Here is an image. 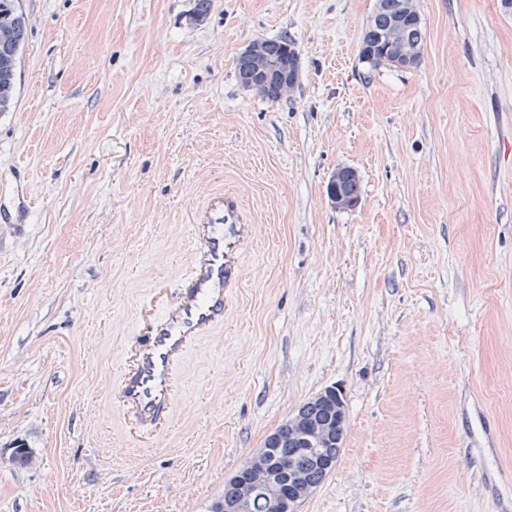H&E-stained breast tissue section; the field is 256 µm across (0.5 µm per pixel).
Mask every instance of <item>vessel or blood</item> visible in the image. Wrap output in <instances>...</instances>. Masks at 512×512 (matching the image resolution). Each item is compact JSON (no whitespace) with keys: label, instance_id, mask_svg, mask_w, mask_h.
Masks as SVG:
<instances>
[{"label":"vessel or blood","instance_id":"vessel-or-blood-1","mask_svg":"<svg viewBox=\"0 0 512 512\" xmlns=\"http://www.w3.org/2000/svg\"><path fill=\"white\" fill-rule=\"evenodd\" d=\"M238 233L223 201L212 200L192 226L194 259L182 290L159 316L143 323L144 337L118 389L119 402L141 428L157 426L169 415L175 368L188 347L224 325L226 257Z\"/></svg>","mask_w":512,"mask_h":512}]
</instances>
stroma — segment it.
Instances as JSON below:
<instances>
[{
  "mask_svg": "<svg viewBox=\"0 0 512 512\" xmlns=\"http://www.w3.org/2000/svg\"><path fill=\"white\" fill-rule=\"evenodd\" d=\"M0 112V512H211L301 404L343 391L298 512H512V8L416 0L419 65L359 56L375 0H19ZM288 36L295 89L235 58ZM360 200L331 202L336 168ZM241 235L224 325L168 422L112 396L141 307L175 298L215 196ZM30 465L12 462L16 446ZM4 12H11L13 16V23L10 30V45L11 51L7 44V32L1 26V20L9 21L10 15L2 14ZM0 33L2 38L0 43L3 50L8 54L10 51L13 53L9 57H2L0 54V112H7L14 104L16 92V77L19 56L23 49L27 36V25L23 14L18 10L16 0H0Z\"/></svg>",
  "mask_w": 512,
  "mask_h": 512,
  "instance_id": "stroma-1",
  "label": "stroma"
}]
</instances>
